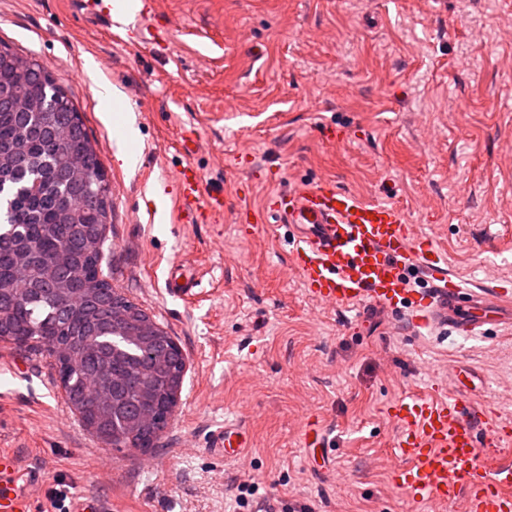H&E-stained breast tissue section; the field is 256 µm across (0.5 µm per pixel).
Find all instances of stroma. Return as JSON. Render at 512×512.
<instances>
[{"label":"stroma","instance_id":"35a3bbf8","mask_svg":"<svg viewBox=\"0 0 512 512\" xmlns=\"http://www.w3.org/2000/svg\"><path fill=\"white\" fill-rule=\"evenodd\" d=\"M144 2L153 46L112 42L73 0H0V43L47 66L102 161L112 287L187 358L158 447L119 451L72 412L48 355L0 341V451L30 512H54L60 484L104 512H234L247 475L312 512H441L395 487L387 407L447 390L455 367L474 373L489 422L512 425V319L430 334L396 311L321 305L289 268L287 226L263 216L279 190L330 178L401 206L465 286L494 266L512 289V0ZM185 165L223 195L219 222H180L166 175ZM175 263L198 271V301L168 293ZM311 416L327 456L299 443ZM228 422L250 434L231 461L214 448Z\"/></svg>","mask_w":512,"mask_h":512}]
</instances>
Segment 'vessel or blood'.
<instances>
[{
	"instance_id": "vessel-or-blood-1",
	"label": "vessel or blood",
	"mask_w": 512,
	"mask_h": 512,
	"mask_svg": "<svg viewBox=\"0 0 512 512\" xmlns=\"http://www.w3.org/2000/svg\"><path fill=\"white\" fill-rule=\"evenodd\" d=\"M82 12L100 21L113 39L128 31L129 0H79ZM179 205L189 224L213 223L224 212V198L205 193L191 166L173 177ZM270 211L290 232V266L317 302L345 306L371 302L408 312L414 327L469 333L497 321L512 296L491 286L462 287L442 264L433 239L416 235L396 206L366 201L326 180L276 193ZM423 276L411 285L412 271ZM197 280L171 267L169 294L195 296ZM463 381L453 376L447 395L410 396L390 405L399 426L394 444V483L415 502L431 500L450 512L464 500L466 512H512V470L495 463L505 431L485 419L482 405L464 398ZM306 448L329 447L326 427L309 419L301 434ZM249 435L237 424L225 425L216 446L225 457L241 455ZM0 512H30L17 485L14 459L0 453Z\"/></svg>"
}]
</instances>
